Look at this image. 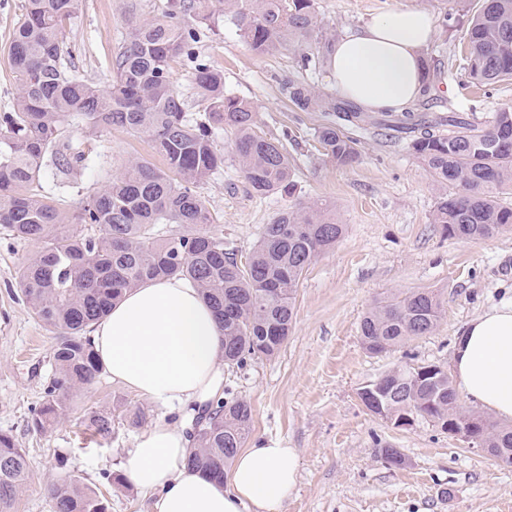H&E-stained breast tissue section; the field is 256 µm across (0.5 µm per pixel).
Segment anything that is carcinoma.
<instances>
[{
  "mask_svg": "<svg viewBox=\"0 0 512 512\" xmlns=\"http://www.w3.org/2000/svg\"><path fill=\"white\" fill-rule=\"evenodd\" d=\"M82 2L24 0L9 47L16 91L10 110L0 113V226L36 246L18 267L16 283L38 321L59 332L45 402L30 420L36 431L102 374L91 328L127 290L146 279L194 283L219 316L224 364L240 367L279 351L303 274L345 232L332 206L314 202L287 209L264 225L245 261L224 248L198 193L224 167L214 130L225 125L235 130L239 170L255 193L290 194L294 184L282 141L257 131L254 104L225 91L224 73L197 52L199 30L210 28L208 0H167L160 15L135 22L112 57V83L106 88L76 70L65 51L67 28ZM312 7V0H224V15L256 53L294 47L305 68L312 61L307 53L315 27ZM181 59L192 63V89L202 105L193 118L173 85V65ZM466 62L479 83L512 80V0H479ZM282 90L297 110L334 117L317 135L330 162L356 163V142L347 129L360 126L364 116L355 105L300 79H288ZM112 127L148 137L167 169L144 159L129 161L123 175L90 194L75 216L33 192L45 161L66 177L87 159L85 142L75 132ZM388 127L414 134L412 152L444 190L432 223L442 225L448 237L477 240L512 228V207L497 198L512 187L511 106L484 121L465 112L431 120L401 112ZM162 224H177L179 231L163 235ZM442 316L433 292H404L365 314L361 341L372 353L392 350L432 332ZM378 380L388 415H412L443 431L450 418L475 421L494 455L512 457V426L463 408L442 367L401 368ZM251 422L246 401L217 400L195 419L187 464L224 480ZM85 425L96 438L112 436L109 412H91ZM29 477L25 450L0 433V512H8ZM49 496L52 512H107L104 501L75 479L53 484Z\"/></svg>",
  "mask_w": 512,
  "mask_h": 512,
  "instance_id": "1",
  "label": "carcinoma"
}]
</instances>
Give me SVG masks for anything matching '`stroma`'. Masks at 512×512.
Segmentation results:
<instances>
[{
  "label": "stroma",
  "mask_w": 512,
  "mask_h": 512,
  "mask_svg": "<svg viewBox=\"0 0 512 512\" xmlns=\"http://www.w3.org/2000/svg\"><path fill=\"white\" fill-rule=\"evenodd\" d=\"M477 3L313 0L314 35L333 40L372 15L426 9L436 24L425 52L429 90L412 111L453 109L484 118L512 105V81L483 86L465 68L464 36ZM21 4L0 0V112L10 108L15 92L8 51ZM165 5L166 0H84L67 29L65 48L81 71L108 85L109 62L131 21L161 14ZM210 8L214 29L202 38L199 52L223 71L226 91L254 102L261 131L283 140L295 180L289 196L254 193L238 168L234 130H216L214 144L224 155V168L199 188L214 218L213 231L243 259L265 224L301 203L334 206L346 226L336 247L303 276L295 318L279 352L224 370L225 398L245 400L252 408L246 447L278 438L297 451V483L281 512H512V465L497 463L432 423L418 419L395 426L368 412L358 398L366 382L396 368H451L454 342L465 324L512 297V230L484 240L443 234L432 221L440 188L405 143L391 141L379 129L353 131L359 152L353 166L330 162L317 139L327 115L297 111L282 90L295 76L332 93L327 62L303 69L292 50L256 54L225 20L221 0H212ZM92 145L83 167L67 181L47 167L37 186L72 214L86 195L120 177L128 161L165 165L147 138L119 128L93 134ZM34 250L0 228V432L14 436L32 467L13 512H51L48 488L64 477L101 493L109 512H148L143 497L115 477L145 431L159 422L181 421L179 410L104 373L74 397L52 427L36 432L28 426L44 399L56 342L55 331L35 318L14 279L16 267ZM417 290L439 295L445 311L439 326L398 349L368 352L359 333L364 314L391 294ZM140 410L145 421L131 426ZM92 411L111 413V439L86 441L83 420ZM386 446L399 449L402 466L381 458L379 450Z\"/></svg>",
  "instance_id": "1"
}]
</instances>
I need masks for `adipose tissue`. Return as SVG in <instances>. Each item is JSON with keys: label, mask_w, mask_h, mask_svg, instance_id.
<instances>
[{"label": "adipose tissue", "mask_w": 512, "mask_h": 512, "mask_svg": "<svg viewBox=\"0 0 512 512\" xmlns=\"http://www.w3.org/2000/svg\"><path fill=\"white\" fill-rule=\"evenodd\" d=\"M434 34L432 15L419 8L347 29L330 49L334 89L368 111H406L424 88ZM91 339L112 379L150 400L198 414L224 391L220 324L189 281L153 279L127 291ZM452 367L468 398L512 421V299L466 324ZM188 449L186 432L166 422L132 449L123 473L150 496L152 512H279L296 484V451L277 439L239 452L224 484L188 468Z\"/></svg>", "instance_id": "obj_1"}]
</instances>
